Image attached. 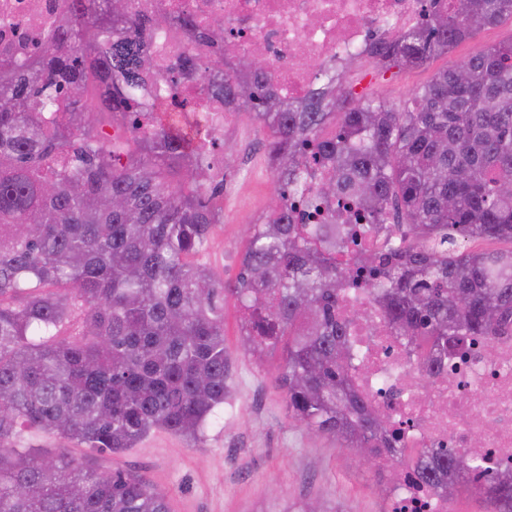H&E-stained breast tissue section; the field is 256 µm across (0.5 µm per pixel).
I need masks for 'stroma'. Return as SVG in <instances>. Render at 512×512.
Wrapping results in <instances>:
<instances>
[{
    "label": "stroma",
    "mask_w": 512,
    "mask_h": 512,
    "mask_svg": "<svg viewBox=\"0 0 512 512\" xmlns=\"http://www.w3.org/2000/svg\"><path fill=\"white\" fill-rule=\"evenodd\" d=\"M509 39L512 23L507 21L418 69L356 61L345 82L355 98L377 95L399 108L438 71ZM217 153L224 158L225 176L247 173L237 202H226L224 221L213 227L200 256L230 283L241 270L246 226L254 215L266 213L274 182L266 134L255 124L228 130ZM224 354L230 395L201 442L158 431L138 447L98 455L97 468L142 477L167 493L171 512H305L310 505L323 512H385L387 503L371 468L336 440L313 435L289 417L278 384L282 360L276 354L259 360L243 353L239 312L231 298L224 303Z\"/></svg>",
    "instance_id": "obj_1"
}]
</instances>
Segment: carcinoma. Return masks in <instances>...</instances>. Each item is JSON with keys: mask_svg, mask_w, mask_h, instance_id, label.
Here are the masks:
<instances>
[{"mask_svg": "<svg viewBox=\"0 0 512 512\" xmlns=\"http://www.w3.org/2000/svg\"><path fill=\"white\" fill-rule=\"evenodd\" d=\"M68 16L35 62L0 65V512H170L167 495L70 449L23 448L55 434L120 453L154 430L197 443L228 396L224 300L244 350L280 352L289 416L378 466L404 450L389 417L354 386L340 288L363 279L392 332L437 357L467 336L512 329V40L414 90L402 109L353 99L335 78L290 106L252 55L239 76L192 51L183 74L267 134L276 189L248 228L232 284L197 260L222 209L208 186V139L150 121L138 95L151 71L139 18L119 0H67ZM427 20L370 54L417 68L512 20V0H428ZM172 37L224 42V25L181 18ZM121 125L113 138L104 127ZM316 189L330 224H297L288 196ZM400 232L353 269L336 253L361 234ZM83 308L81 337L60 328ZM496 314H488V309ZM469 460L426 448L417 478L435 491ZM485 512H512L498 483Z\"/></svg>", "mask_w": 512, "mask_h": 512, "instance_id": "carcinoma-1", "label": "carcinoma"}]
</instances>
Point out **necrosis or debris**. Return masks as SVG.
Returning <instances> with one entry per match:
<instances>
[{"label": "necrosis or debris", "instance_id": "necrosis-or-debris-1", "mask_svg": "<svg viewBox=\"0 0 512 512\" xmlns=\"http://www.w3.org/2000/svg\"><path fill=\"white\" fill-rule=\"evenodd\" d=\"M148 23L153 74L146 104L179 98L207 132L224 128L223 100L203 99L197 81L172 92L170 73L185 53L169 28L185 15L200 26L223 21L224 44L197 42L206 59L224 53L242 64L253 51L273 63V82L289 100L302 98L335 67L364 55L373 38H388L424 18L422 0H128ZM66 0H0V60L29 59L52 44ZM308 60L309 68L299 67ZM342 309L359 311L351 326L355 368L352 379L369 402L379 406L398 431L402 447L450 448L478 457L470 471L475 491L489 493L492 479L512 478V334L470 336L450 350L436 379L426 376V358L390 332L369 289L346 280ZM479 436L471 444V436ZM391 471L384 492L388 512H459L457 500L417 482L413 463L380 459Z\"/></svg>", "mask_w": 512, "mask_h": 512}]
</instances>
